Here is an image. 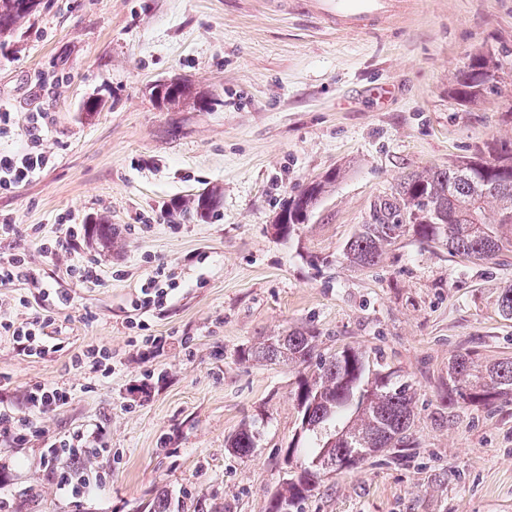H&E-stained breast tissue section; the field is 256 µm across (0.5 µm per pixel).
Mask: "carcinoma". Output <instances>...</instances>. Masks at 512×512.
<instances>
[{
    "label": "carcinoma",
    "instance_id": "obj_1",
    "mask_svg": "<svg viewBox=\"0 0 512 512\" xmlns=\"http://www.w3.org/2000/svg\"><path fill=\"white\" fill-rule=\"evenodd\" d=\"M24 0H0V38L12 36L34 11ZM499 60L475 53L458 70L454 94L463 105L494 90ZM152 94L169 107L195 102L202 96L188 79L162 82ZM448 166L425 167L408 173L391 192L371 203L363 223L347 241L350 264H378L385 248L408 230L426 244L442 243L452 255L467 261L491 258L512 249V143L490 146ZM342 176L334 169L313 180L277 213L273 229L281 238L308 222L316 205ZM219 203L214 188H205L182 202V210L206 218ZM496 204L498 220L486 221L485 210ZM317 334L293 329L269 336L243 350L244 360L285 363L301 368L297 402L303 441L285 449L284 458L299 459L286 481L268 500L266 512H303V505L320 489L327 470H354L365 461L362 450L381 451L410 446L415 391L393 371L370 373L364 352L353 347L329 355L317 350ZM493 405L512 400V358L481 364L471 354L448 365V403L458 400ZM260 440L256 423H246L231 438L229 448L247 456Z\"/></svg>",
    "mask_w": 512,
    "mask_h": 512
}]
</instances>
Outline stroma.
<instances>
[{
	"instance_id": "obj_1",
	"label": "stroma",
	"mask_w": 512,
	"mask_h": 512,
	"mask_svg": "<svg viewBox=\"0 0 512 512\" xmlns=\"http://www.w3.org/2000/svg\"><path fill=\"white\" fill-rule=\"evenodd\" d=\"M495 52L496 92L461 105L454 78L469 55ZM191 79L206 106L171 109L152 84ZM99 98L87 116L84 101ZM0 107L9 147L27 145L29 113L45 115L50 164L0 191L18 226L0 256L26 254L45 289L0 287V315L51 311L58 352L23 354L0 335V408L24 415L37 381L70 390L41 417L48 435H98L78 467L89 485L60 490L41 463L43 438L0 435L7 512H266L299 432L296 368L245 361L265 336L314 329L322 352L350 346L411 381L414 448L384 451L355 472L327 474L306 512H512V402L445 405L448 362L463 352L512 358V319L499 311L512 261L468 262L406 233L358 268L343 247L376 196L406 174L512 142V0H398L366 31H336L299 0H41L0 46ZM343 176L287 239L271 229L281 204L333 168ZM218 188L208 218L178 212ZM84 227L69 252L42 253L30 235ZM108 219L111 249L92 224ZM96 260L100 284L68 274ZM173 289L164 306L133 304L156 265ZM26 307H19V300ZM164 337L150 348L144 335ZM106 347L109 377L72 356ZM261 420L245 457L226 442Z\"/></svg>"
}]
</instances>
